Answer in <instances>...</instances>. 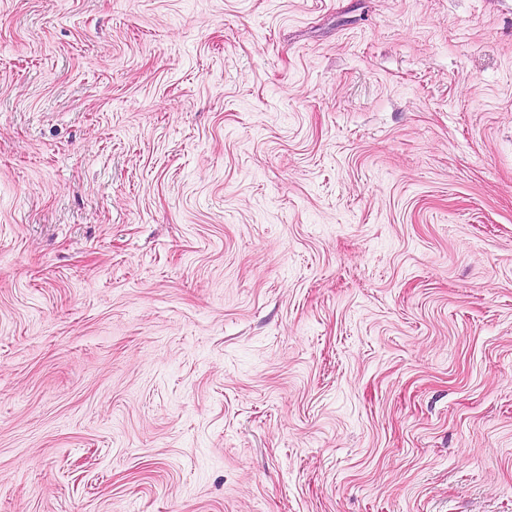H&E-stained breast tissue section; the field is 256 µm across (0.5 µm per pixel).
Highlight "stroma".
<instances>
[{
    "mask_svg": "<svg viewBox=\"0 0 512 512\" xmlns=\"http://www.w3.org/2000/svg\"><path fill=\"white\" fill-rule=\"evenodd\" d=\"M0 512H512V0H0Z\"/></svg>",
    "mask_w": 512,
    "mask_h": 512,
    "instance_id": "obj_1",
    "label": "stroma"
}]
</instances>
